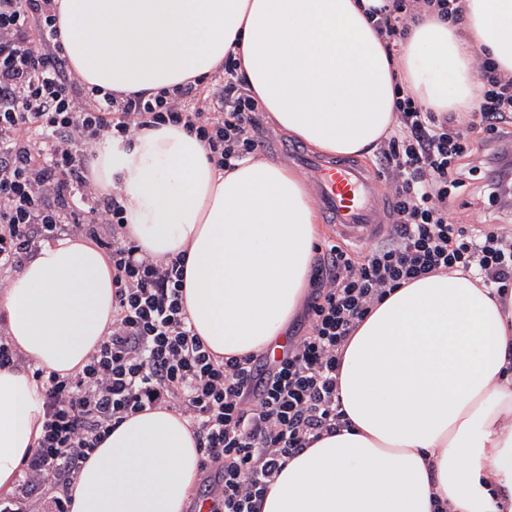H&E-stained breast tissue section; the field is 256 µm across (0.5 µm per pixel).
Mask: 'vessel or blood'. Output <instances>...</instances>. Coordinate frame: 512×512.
<instances>
[{
  "label": "vessel or blood",
  "instance_id": "vessel-or-blood-1",
  "mask_svg": "<svg viewBox=\"0 0 512 512\" xmlns=\"http://www.w3.org/2000/svg\"><path fill=\"white\" fill-rule=\"evenodd\" d=\"M288 152L314 182L324 221L337 242L358 244L380 235L382 193L372 166L354 160L324 161L296 145Z\"/></svg>",
  "mask_w": 512,
  "mask_h": 512
}]
</instances>
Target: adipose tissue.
<instances>
[{
	"label": "adipose tissue",
	"instance_id": "1",
	"mask_svg": "<svg viewBox=\"0 0 512 512\" xmlns=\"http://www.w3.org/2000/svg\"><path fill=\"white\" fill-rule=\"evenodd\" d=\"M381 0H58L59 40L88 86L174 90L236 59L274 123L329 156H370L391 134L396 86L428 110L467 112L482 52L512 76V0H464L452 25L423 11L388 52ZM93 179L116 192L128 235L185 253V306L219 356L276 353L308 287L317 216L305 181L249 155L219 169L180 125L103 141ZM112 267L83 237L42 245L0 289L10 343L68 375L112 324ZM349 422L290 458L261 512H512V290L461 273L394 289L343 353ZM42 386L0 369V493L42 434ZM201 452L188 420L125 418L83 464L71 512H185Z\"/></svg>",
	"mask_w": 512,
	"mask_h": 512
}]
</instances>
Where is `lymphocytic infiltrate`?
Segmentation results:
<instances>
[{
    "label": "lymphocytic infiltrate",
    "instance_id": "1",
    "mask_svg": "<svg viewBox=\"0 0 512 512\" xmlns=\"http://www.w3.org/2000/svg\"><path fill=\"white\" fill-rule=\"evenodd\" d=\"M425 7L454 24L462 19L461 0H385L380 34L396 43ZM57 20L56 0H0V271H18L39 243L61 234L91 238L112 265V327L75 374L33 369L43 435L0 512H24L51 489L55 512H67L64 493L91 452L127 416L160 405L180 411L193 429L201 470L214 478L212 512H259L287 459L342 426V354L375 303L437 273H466L488 288L512 283V233L449 220L459 189L477 172L479 195L512 210L504 187L512 77L480 61V100L461 115L398 98L394 133L379 153L389 196L384 238L362 253L330 238L317 244L306 330L278 360L220 358L185 309L184 254L158 259L126 235L122 205L91 182L89 149L169 123L195 132L224 168L259 147L258 103L239 92L232 59L209 112L184 108L200 95L197 80L148 98L99 93L69 68Z\"/></svg>",
    "mask_w": 512,
    "mask_h": 512
}]
</instances>
